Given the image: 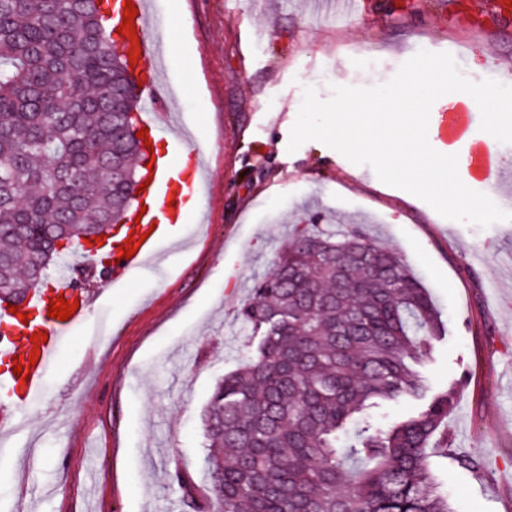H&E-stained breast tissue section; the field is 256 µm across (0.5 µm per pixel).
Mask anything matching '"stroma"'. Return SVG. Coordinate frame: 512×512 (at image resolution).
<instances>
[{
    "label": "stroma",
    "instance_id": "obj_1",
    "mask_svg": "<svg viewBox=\"0 0 512 512\" xmlns=\"http://www.w3.org/2000/svg\"><path fill=\"white\" fill-rule=\"evenodd\" d=\"M452 3L353 0L339 19L312 0H153L200 203L163 270L87 284L109 328L75 332L26 426L0 435V512H181L174 471L208 485L203 411L256 346L238 311L299 224L360 225L428 289L448 326L428 375L455 387L433 468L452 512H512V220L451 221L320 142L287 151L305 88L327 100L336 85L386 83L421 49L456 55L471 80L501 79L512 25H472ZM471 454L488 458L484 474L458 464Z\"/></svg>",
    "mask_w": 512,
    "mask_h": 512
}]
</instances>
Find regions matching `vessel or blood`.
<instances>
[{
    "label": "vessel or blood",
    "instance_id": "1",
    "mask_svg": "<svg viewBox=\"0 0 512 512\" xmlns=\"http://www.w3.org/2000/svg\"><path fill=\"white\" fill-rule=\"evenodd\" d=\"M137 9L133 21L135 28L134 40L126 41V49H139L137 66L146 68L148 77L139 87L145 125L152 133H159L161 125L156 120L157 113L166 111L167 103L173 95V89L160 74L159 64L165 55V46L154 39L150 32V0H131ZM473 107L464 101H455L441 110L438 124V136L443 142L453 143L461 139L467 132ZM152 183V195L155 201L151 212V223L141 224V231L146 232L145 241L139 246L131 258H123L120 251H113L114 263L112 276L114 282L138 274L148 264L160 263L161 249L169 241L168 227L182 223L186 198L184 194L174 190L175 174L168 159L159 158L149 172ZM60 282L58 288L64 299L77 302L78 308L68 320L49 317L48 310L52 300L45 291L31 292L19 305L20 313H40L41 319L34 324L14 321L5 335H0V385L18 388V406L20 412L14 415L9 423L10 429L17 430L24 426L23 408L36 402L42 391L46 374L56 365L61 347L71 335L87 325V311L94 303V297L76 292L70 286V266L68 260H60L57 271ZM44 332L46 342L33 345L30 337L37 332ZM39 350L40 356L36 366L30 367L28 380L15 377L13 368L17 357L29 356L31 350Z\"/></svg>",
    "mask_w": 512,
    "mask_h": 512
}]
</instances>
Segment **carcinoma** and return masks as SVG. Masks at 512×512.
I'll list each match as a JSON object with an SVG mask.
<instances>
[{
  "instance_id": "obj_1",
  "label": "carcinoma",
  "mask_w": 512,
  "mask_h": 512,
  "mask_svg": "<svg viewBox=\"0 0 512 512\" xmlns=\"http://www.w3.org/2000/svg\"><path fill=\"white\" fill-rule=\"evenodd\" d=\"M114 48L97 0H0L1 299L132 207L137 99ZM239 318L257 345L201 419L211 487L174 473L190 512H451L430 451L448 454L454 388L421 371L445 327L401 259L359 228L308 224ZM403 398L424 405L362 419Z\"/></svg>"
}]
</instances>
